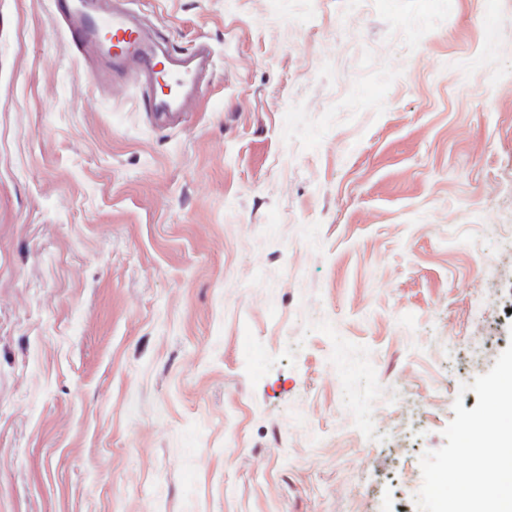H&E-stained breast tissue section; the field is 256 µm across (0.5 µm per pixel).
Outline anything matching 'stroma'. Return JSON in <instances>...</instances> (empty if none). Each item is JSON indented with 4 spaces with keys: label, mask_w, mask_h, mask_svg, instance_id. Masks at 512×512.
Segmentation results:
<instances>
[{
    "label": "stroma",
    "mask_w": 512,
    "mask_h": 512,
    "mask_svg": "<svg viewBox=\"0 0 512 512\" xmlns=\"http://www.w3.org/2000/svg\"><path fill=\"white\" fill-rule=\"evenodd\" d=\"M184 111L0 0V512H419L512 343V0H139Z\"/></svg>",
    "instance_id": "1"
}]
</instances>
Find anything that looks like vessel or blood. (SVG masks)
Listing matches in <instances>:
<instances>
[{"mask_svg":"<svg viewBox=\"0 0 512 512\" xmlns=\"http://www.w3.org/2000/svg\"><path fill=\"white\" fill-rule=\"evenodd\" d=\"M131 0H52L70 44L80 55H97L109 80L138 75L145 111L164 116L182 111L194 90L188 60L167 55L157 35L130 21Z\"/></svg>","mask_w":512,"mask_h":512,"instance_id":"b4317fda","label":"vessel or blood"}]
</instances>
